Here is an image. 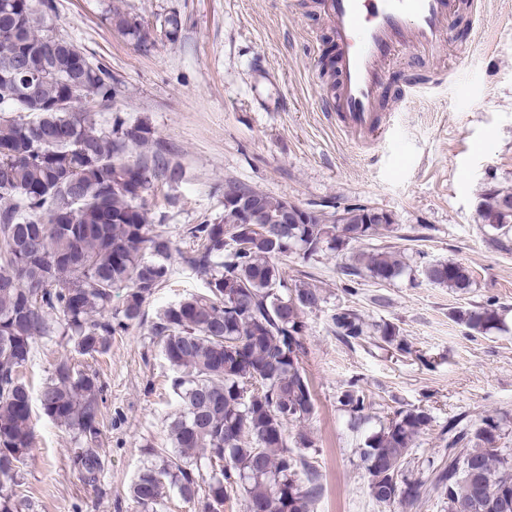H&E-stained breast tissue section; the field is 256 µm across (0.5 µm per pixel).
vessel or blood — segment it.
Here are the masks:
<instances>
[{"label": "vessel or blood", "mask_w": 512, "mask_h": 512, "mask_svg": "<svg viewBox=\"0 0 512 512\" xmlns=\"http://www.w3.org/2000/svg\"><path fill=\"white\" fill-rule=\"evenodd\" d=\"M453 6V0H324L340 48L336 113L344 131H378L387 64L397 49L445 44Z\"/></svg>", "instance_id": "obj_1"}]
</instances>
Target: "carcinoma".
I'll list each match as a JSON object with an SVG mask.
<instances>
[{
	"mask_svg": "<svg viewBox=\"0 0 512 512\" xmlns=\"http://www.w3.org/2000/svg\"><path fill=\"white\" fill-rule=\"evenodd\" d=\"M54 11V0H0V512L18 509L4 487L21 483L20 465L35 443V402L76 434L72 467L85 485L98 486L104 470L98 375L76 373L61 360L34 398L18 371L42 338L65 336L80 354L95 357L109 352L112 337L141 323L144 304L170 278L174 251L171 239L153 229L146 201L159 184L185 180L147 121L111 112L99 124L84 111L89 95L109 109L117 85L47 24ZM107 20L149 50L137 18L114 6ZM252 193L257 231L244 248L228 244L240 225L227 216L187 229L194 246L178 252L179 259L204 292L163 306L152 324L176 373L181 410L167 425L171 451L157 454L131 486L143 512H152L168 487L199 512H224V501L238 490L246 512H313L321 484L304 454L315 447L304 428L314 398L301 358L304 314L324 297L311 278L288 281L279 259L345 255L349 292L367 277L389 282L406 269L401 255L384 247L352 251L390 229L392 218L382 211L344 209L348 224L341 234L334 224H275L282 200ZM477 213L493 241L507 247L512 188L484 192ZM423 273L456 291L473 285L460 263L437 261ZM116 291L123 301L114 311ZM452 316L481 334L504 326L492 302ZM331 322L347 345L371 334L384 350L412 352L394 324H370L350 306L337 308ZM340 404L352 428L370 422L371 402L356 383L348 384ZM432 422L425 406L400 408L365 436L358 453L376 501L420 502L422 481L413 477L408 457ZM502 435V420L493 415L478 422L454 416L442 426L444 453L426 467L448 512H512V454L496 446ZM203 461L211 468L207 476ZM479 485L496 494L476 495Z\"/></svg>",
	"mask_w": 512,
	"mask_h": 512,
	"instance_id": "cac0c4a2",
	"label": "carcinoma"
}]
</instances>
